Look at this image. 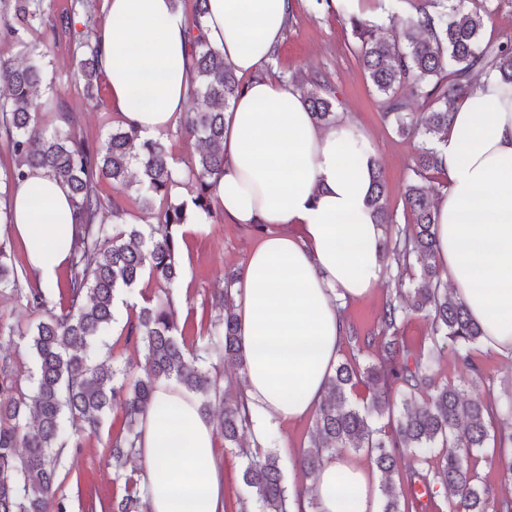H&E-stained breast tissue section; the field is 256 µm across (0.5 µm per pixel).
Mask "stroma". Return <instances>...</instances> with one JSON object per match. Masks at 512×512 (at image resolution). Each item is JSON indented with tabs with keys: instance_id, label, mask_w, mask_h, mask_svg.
Wrapping results in <instances>:
<instances>
[{
	"instance_id": "1",
	"label": "stroma",
	"mask_w": 512,
	"mask_h": 512,
	"mask_svg": "<svg viewBox=\"0 0 512 512\" xmlns=\"http://www.w3.org/2000/svg\"><path fill=\"white\" fill-rule=\"evenodd\" d=\"M74 44L69 39L49 45L47 71L56 77L68 109L79 117L80 134L90 145H98L104 135L121 122L111 102L90 106L78 83L70 77ZM268 73L282 79L318 72L328 77L336 91V111L365 139L369 151L380 164L387 183V203L398 224L411 221L404 208V187L411 175L415 142L398 136L384 120L378 98L369 87L357 56V41L341 14L318 8L315 0H302L289 18L284 37L276 47ZM260 229L234 224L215 213L211 223L188 224L180 242L183 268L177 283L179 305L177 322L187 338L200 331L203 311L209 310L213 289L223 286L225 271L240 267L256 244ZM395 270L383 272L377 286L366 296L346 303L342 313L346 324L360 331L375 329L386 300L395 293ZM487 368L482 388L485 398L496 400L512 394V357L482 348ZM122 411L108 414L98 434L88 436L83 448L64 454L57 470V498L65 512H87L89 499L111 506L124 493L123 480L117 479L107 458V444L113 433L125 429ZM311 420L288 424L271 431L267 446L282 459L287 485L309 488L310 482L294 461L307 447Z\"/></svg>"
}]
</instances>
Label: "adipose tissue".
Listing matches in <instances>:
<instances>
[{
  "label": "adipose tissue",
  "instance_id": "1",
  "mask_svg": "<svg viewBox=\"0 0 512 512\" xmlns=\"http://www.w3.org/2000/svg\"><path fill=\"white\" fill-rule=\"evenodd\" d=\"M297 0H208L205 36L246 80L224 113V168L214 206L236 224L261 225L235 293L246 361L253 443L307 418L321 403L345 334L339 301L375 288L383 228L367 204L374 155L347 126L324 127L302 91L264 75ZM99 63L124 125L142 137L182 118L191 88L188 20L173 0H104ZM447 189L436 209L448 283L484 332L485 347L512 353V89L492 77L456 100L438 144ZM10 231L28 271L56 287L74 222L69 192L35 171L10 197ZM299 224L303 234L285 233ZM162 410L140 426L139 460L151 512H223L224 462L197 398L156 389ZM322 512H372L368 471L336 455L314 479Z\"/></svg>",
  "mask_w": 512,
  "mask_h": 512
}]
</instances>
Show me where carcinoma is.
<instances>
[{
  "label": "carcinoma",
  "instance_id": "carcinoma-1",
  "mask_svg": "<svg viewBox=\"0 0 512 512\" xmlns=\"http://www.w3.org/2000/svg\"><path fill=\"white\" fill-rule=\"evenodd\" d=\"M400 2L403 11L390 15L398 36L377 34L381 26L361 17L351 16L348 23L384 118L394 120L399 134L420 140L404 189L412 223L381 242V260L394 262L398 279L395 297L387 300L377 328L362 334L346 327L344 340L369 362L336 363L315 411L309 445L296 465L313 479L325 457L364 450L380 473L381 512H425L422 497L441 494L453 500V512H512V497L491 495L471 467L474 453L490 441L501 452L512 449V430L494 431V425L512 420V398L485 400L449 381L435 382L433 368L446 345L467 373L470 387L484 383L486 368L477 355L482 330L441 275L436 198L424 185L431 172L440 170L437 141L448 132L453 101L470 93L484 76L512 85V39L483 40L486 0ZM96 11L97 0H70L61 11L48 0H0V44L21 47L28 54L24 65L0 56V144L16 158L0 198L9 201L16 183L42 169L68 188L75 214L69 276L57 301L41 288H20L24 274L0 244V292L20 295L36 316L25 327L0 320V337H30L32 354V366L22 370L0 347V512H63L56 501L60 458L68 448L84 447L85 438L97 433L114 409L122 410L127 425L109 441L108 461L125 479L124 495L112 503V512H148L139 480L124 469L137 454V424L158 409L155 393L162 382L195 394L205 416L213 401L224 405V447L240 449L242 480L249 492L239 499L235 512H250L253 501L261 512H290L294 505L298 512H320L315 494L292 491L285 484L276 451L255 454L240 447L252 423L244 390L224 393L205 366L211 357H222L245 378L232 294L241 272L225 274L224 287L212 292L210 307L218 318L204 327L195 346H187L174 320L172 288L180 275L182 227L213 218L211 178L224 168V109L243 88L224 55L203 37L207 0H192L188 15L197 32L190 50V96L197 108L181 125V132L199 137L204 148L182 166L174 162L164 135L143 138L132 127L119 125L99 145L85 144L77 131L78 117L47 81L43 48L71 38L76 44L75 76L87 100L98 105L105 74L99 64ZM79 23L81 32L76 30ZM37 32L40 42L34 43L31 36ZM307 85L304 95L312 116L323 125L336 124L331 86L319 74L311 75ZM405 87L408 97L401 94ZM47 108L58 120L51 129L40 124ZM134 168L142 205L163 202L153 224L123 223L127 211L121 198L102 189L105 182L115 190L129 189L128 175ZM369 205L380 224H394L378 166L372 173ZM144 278L155 282L157 291L127 320L124 334L125 346L145 350L144 376L137 377L98 359V353L105 346L114 348L110 341L116 294ZM411 315L431 322V345L418 354L400 336V325ZM360 383L369 394L359 403L353 392ZM395 388L404 405L397 419ZM421 392L425 398L419 402ZM384 417L392 420L388 431L375 426ZM436 448L445 449L441 468L400 477L405 455L425 460Z\"/></svg>",
  "mask_w": 512,
  "mask_h": 512
}]
</instances>
